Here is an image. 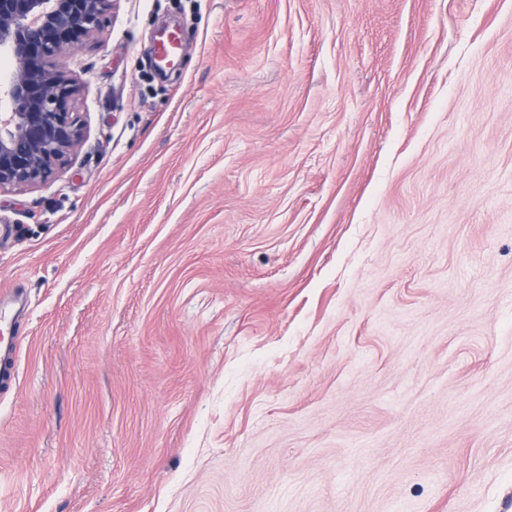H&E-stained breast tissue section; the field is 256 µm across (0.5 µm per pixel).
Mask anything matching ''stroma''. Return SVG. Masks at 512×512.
<instances>
[{
  "mask_svg": "<svg viewBox=\"0 0 512 512\" xmlns=\"http://www.w3.org/2000/svg\"><path fill=\"white\" fill-rule=\"evenodd\" d=\"M62 64L0 512H512V0H113Z\"/></svg>",
  "mask_w": 512,
  "mask_h": 512,
  "instance_id": "1",
  "label": "stroma"
}]
</instances>
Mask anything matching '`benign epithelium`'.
<instances>
[{
    "label": "benign epithelium",
    "mask_w": 512,
    "mask_h": 512,
    "mask_svg": "<svg viewBox=\"0 0 512 512\" xmlns=\"http://www.w3.org/2000/svg\"><path fill=\"white\" fill-rule=\"evenodd\" d=\"M112 0H0V50L12 69L0 82V191L55 176L84 137L71 112L80 88L58 67L102 28Z\"/></svg>",
    "instance_id": "1"
}]
</instances>
